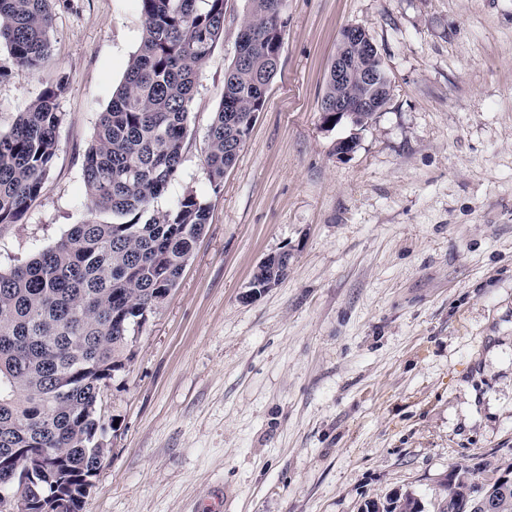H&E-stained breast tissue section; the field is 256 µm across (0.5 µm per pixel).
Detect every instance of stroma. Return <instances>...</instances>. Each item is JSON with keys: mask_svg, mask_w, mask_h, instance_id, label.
<instances>
[{"mask_svg": "<svg viewBox=\"0 0 512 512\" xmlns=\"http://www.w3.org/2000/svg\"><path fill=\"white\" fill-rule=\"evenodd\" d=\"M37 74L0 46V131L64 79L41 197L0 268L87 220L85 154L143 30L138 0H54ZM248 0H225L183 161L154 206H210L178 285L101 394L108 454L83 512H361L512 450V0H287L278 72L236 164L204 157ZM392 79L362 129L320 110L342 28ZM357 134L352 156L337 139ZM288 274L250 297L255 266ZM367 40V42H366ZM341 43L357 45L364 55H373L378 53L376 45L373 43L371 38L365 32V30L359 26H347L344 27L340 32L338 46ZM342 45L339 46V51L342 50ZM380 57V55H379ZM381 58V57H380Z\"/></svg>", "mask_w": 512, "mask_h": 512, "instance_id": "stroma-1", "label": "stroma"}]
</instances>
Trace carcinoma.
<instances>
[{
    "instance_id": "obj_1",
    "label": "carcinoma",
    "mask_w": 512,
    "mask_h": 512,
    "mask_svg": "<svg viewBox=\"0 0 512 512\" xmlns=\"http://www.w3.org/2000/svg\"><path fill=\"white\" fill-rule=\"evenodd\" d=\"M203 6H198V2ZM52 0H0V44L40 72L50 58ZM143 36L85 154L90 211L109 222L73 224L53 245L0 270V512H82L83 488L109 449L99 412L102 385L133 357L131 330L178 284L210 207L192 192L153 208L182 163L189 109L203 65L224 37V0H139ZM285 0H249L236 56L207 136L208 178L219 189L244 146L242 130L263 107L281 42L268 30ZM64 78L0 131V224H16L40 198L59 150L56 99ZM330 69L321 110L336 106ZM256 267L250 285L282 279ZM42 456L21 484L30 452ZM437 512H462L468 470L452 469ZM496 512H512V483L494 485ZM361 512H423L411 491L368 500Z\"/></svg>"
}]
</instances>
